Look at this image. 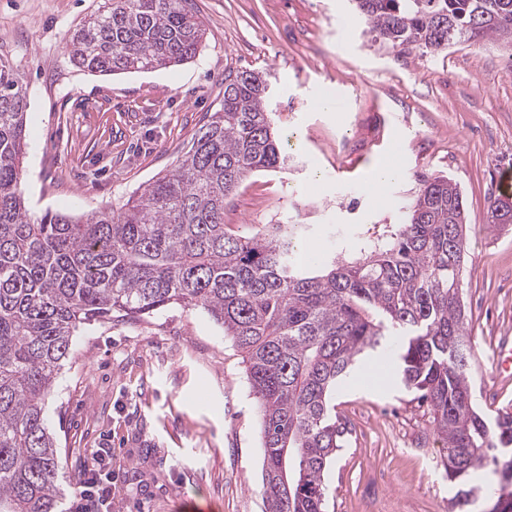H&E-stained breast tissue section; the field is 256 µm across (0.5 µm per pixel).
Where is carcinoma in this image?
I'll return each mask as SVG.
<instances>
[{
    "mask_svg": "<svg viewBox=\"0 0 512 512\" xmlns=\"http://www.w3.org/2000/svg\"><path fill=\"white\" fill-rule=\"evenodd\" d=\"M187 0H103L68 52L91 72L166 69L199 54L206 29ZM383 43L438 53L512 43V0H355ZM262 71L224 72V104L165 175L120 211L32 218L22 190L27 90L0 58V512H55L61 496L45 398L76 329L168 306L205 311L242 354L260 419L264 512H327L325 472L344 447L332 400L365 354L428 405L457 491L512 512V412L492 418L468 383L466 217L457 183L420 175L404 223L348 259L303 267L300 224H224L225 200L288 165ZM480 469L497 479L473 484Z\"/></svg>",
    "mask_w": 512,
    "mask_h": 512,
    "instance_id": "cac0c4a2",
    "label": "carcinoma"
}]
</instances>
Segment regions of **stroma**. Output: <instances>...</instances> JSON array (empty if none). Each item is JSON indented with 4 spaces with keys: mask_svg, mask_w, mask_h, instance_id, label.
Listing matches in <instances>:
<instances>
[{
    "mask_svg": "<svg viewBox=\"0 0 512 512\" xmlns=\"http://www.w3.org/2000/svg\"><path fill=\"white\" fill-rule=\"evenodd\" d=\"M100 0H0V58L27 87L23 188L32 216L116 210L170 171L225 69L269 72L283 172L251 176L225 223L302 224L299 260L332 254L402 222L420 174L460 187L468 248L463 293L477 407L512 411V371L493 358L512 337V224L490 230L488 204L512 170V51L458 44L437 54L376 41L351 0H190L207 30L196 58L100 75L67 44ZM393 161L395 179L370 175ZM358 364L336 389L346 423L330 466L328 512H451L446 450L427 408L392 377ZM58 442L63 512L90 451H112L115 512H263L259 418L242 355L200 309L81 327L45 401Z\"/></svg>",
    "mask_w": 512,
    "mask_h": 512,
    "instance_id": "35a3bbf8",
    "label": "stroma"
}]
</instances>
